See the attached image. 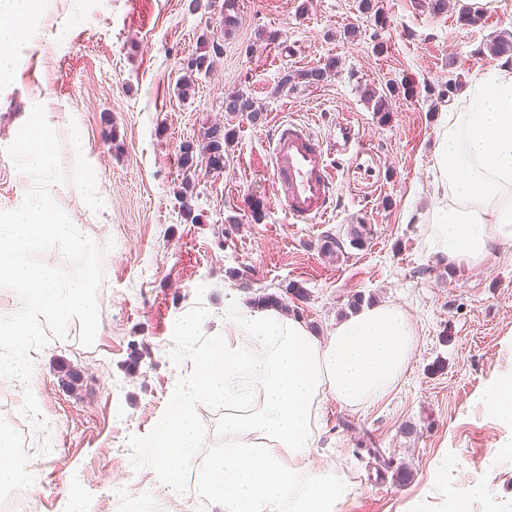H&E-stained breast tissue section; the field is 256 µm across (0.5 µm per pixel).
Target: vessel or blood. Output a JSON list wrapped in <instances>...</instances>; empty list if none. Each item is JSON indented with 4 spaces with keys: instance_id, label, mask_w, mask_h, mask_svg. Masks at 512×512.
<instances>
[{
    "instance_id": "b4317fda",
    "label": "vessel or blood",
    "mask_w": 512,
    "mask_h": 512,
    "mask_svg": "<svg viewBox=\"0 0 512 512\" xmlns=\"http://www.w3.org/2000/svg\"><path fill=\"white\" fill-rule=\"evenodd\" d=\"M274 199L297 224H314L333 208L334 166L323 141L307 125L282 122L268 140Z\"/></svg>"
}]
</instances>
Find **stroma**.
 <instances>
[{
    "mask_svg": "<svg viewBox=\"0 0 512 512\" xmlns=\"http://www.w3.org/2000/svg\"><path fill=\"white\" fill-rule=\"evenodd\" d=\"M423 2L374 0L363 13L359 0H236L237 25L228 30L219 0L194 13L184 0H55L18 80L0 95V209L30 189L6 150L37 93L56 117L60 202L104 250V280L92 345L70 320L65 338L31 351L30 381L0 379V434L33 463L22 480L30 512H224L221 500L194 492L208 457L224 452L223 402L192 406L209 455L185 466L181 494L167 492L151 445L193 371L182 325L203 317L193 347L205 352L262 294L284 298L319 337L348 317L357 294L402 305L413 321L409 366L384 399L359 409L320 404L312 458L352 485L345 512L418 504L445 512L460 488L434 482L444 458L464 472L469 512H498L512 500V424L483 405L490 384L512 379V246L495 248L478 270L448 266L434 252L427 218L442 203L433 182L443 104L396 97L384 121L360 93L364 84L381 90L405 79L464 87L501 66L482 46L512 34V0L480 26L460 22L461 0L438 16ZM271 32L277 43L266 42ZM213 42L222 49L213 70L181 96L180 62ZM330 57L338 67L323 85L298 80ZM287 73L296 81L284 87ZM239 89L259 105L258 118L225 113V94ZM288 119L313 126L337 170L326 222L292 223L274 201L268 137ZM218 120L236 131L223 172L201 165L185 175L181 144ZM345 124L358 131L361 151L340 150ZM76 130L88 148L84 165L68 148ZM187 179L194 224L178 198ZM256 198L265 211L258 222ZM360 225L363 243L350 245ZM329 236L344 241L342 256L323 251ZM293 283L307 298L287 294ZM66 369L77 383L64 381ZM28 389L49 432L20 411Z\"/></svg>",
    "mask_w": 512,
    "mask_h": 512,
    "instance_id": "1",
    "label": "stroma"
}]
</instances>
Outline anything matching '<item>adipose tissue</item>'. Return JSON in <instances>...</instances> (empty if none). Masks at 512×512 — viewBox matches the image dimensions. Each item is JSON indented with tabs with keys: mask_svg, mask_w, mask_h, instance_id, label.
<instances>
[{
	"mask_svg": "<svg viewBox=\"0 0 512 512\" xmlns=\"http://www.w3.org/2000/svg\"><path fill=\"white\" fill-rule=\"evenodd\" d=\"M44 3L0 0V93L19 76ZM437 136L434 191L445 204L432 215V244L449 264L483 267L495 247L512 246V68L469 84ZM416 341L409 314L392 303L362 307L322 338L275 312L248 314L223 345L191 356L195 373L152 445L174 464L169 492L182 490L179 463L204 451L193 402L220 398L224 455L198 474L200 494L223 500L224 512H343L350 484L308 461L319 404L383 399Z\"/></svg>",
	"mask_w": 512,
	"mask_h": 512,
	"instance_id": "1",
	"label": "adipose tissue"
}]
</instances>
